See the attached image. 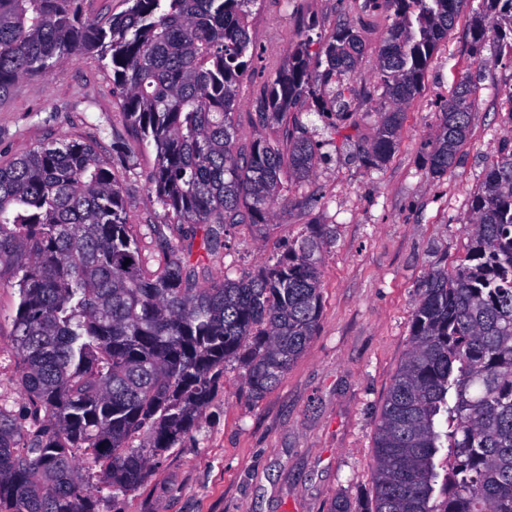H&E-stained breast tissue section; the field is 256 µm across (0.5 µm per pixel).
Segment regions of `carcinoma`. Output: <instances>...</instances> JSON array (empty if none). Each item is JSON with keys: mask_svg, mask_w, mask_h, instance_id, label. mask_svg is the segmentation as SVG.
Wrapping results in <instances>:
<instances>
[{"mask_svg": "<svg viewBox=\"0 0 512 512\" xmlns=\"http://www.w3.org/2000/svg\"><path fill=\"white\" fill-rule=\"evenodd\" d=\"M103 21L83 0H0V97L77 54L110 58L128 127L154 146L149 188L172 224L203 226L202 249L224 228L265 224L287 200L285 175L310 176L322 142L298 105L312 97L325 126L350 125L346 98L365 48L338 22L311 51L307 37L268 82L261 125L279 137L235 151L239 78L256 55V0H126ZM467 0H363L393 20L376 70L390 103L362 158L378 169L395 150L402 105ZM512 57V0H480L470 36L489 31ZM476 86L454 84L427 164L443 175L471 126ZM465 256L426 276L412 344L375 433L371 505L341 495L332 512H512V138L472 200ZM144 268L112 166L86 141L43 145L0 165V275L16 279L13 319L26 415L0 406V512H100L76 451L104 471L117 499L196 428L224 378L246 369L255 401L275 389L316 334L327 231L301 238L252 275L201 285L193 252L169 245ZM141 439L135 446L133 441Z\"/></svg>", "mask_w": 512, "mask_h": 512, "instance_id": "obj_1", "label": "carcinoma"}]
</instances>
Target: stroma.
<instances>
[{
	"mask_svg": "<svg viewBox=\"0 0 512 512\" xmlns=\"http://www.w3.org/2000/svg\"><path fill=\"white\" fill-rule=\"evenodd\" d=\"M362 29L364 58L350 105L357 137L323 141L312 99L300 104L309 136L322 141L323 158L305 179H289L286 207L270 219L269 235L251 225L228 227L214 252L201 250L203 229L172 230L173 247L192 248L195 275L207 285L225 270L245 275L287 252L310 225L332 235L322 255V313L318 330L282 382L262 399L245 393L244 370L231 366L201 414L198 426L172 449L145 484L104 501L101 512H330L336 497L371 495L375 428L388 388L410 348V326L426 273L455 266L466 252L473 196L501 142L512 138V60L488 37L472 57L467 19H460L434 54L420 92L403 108L398 144L380 169L357 153L376 132L382 90L373 70L375 51L390 14L361 13L356 0H258L251 16L257 52L239 81L234 113L238 145L274 138L256 124L270 77L306 28L329 38L339 17ZM477 86L470 136L456 164L437 177L427 165V144L439 123V102L458 80ZM96 143L121 187L128 224L145 267L161 254L151 228L168 223L149 188L154 147L131 135L113 92L109 60L83 54L50 73L16 82L0 98V164L48 143ZM18 288L0 277V406L25 409L17 389L21 357L12 318Z\"/></svg>",
	"mask_w": 512,
	"mask_h": 512,
	"instance_id": "obj_1",
	"label": "stroma"
}]
</instances>
